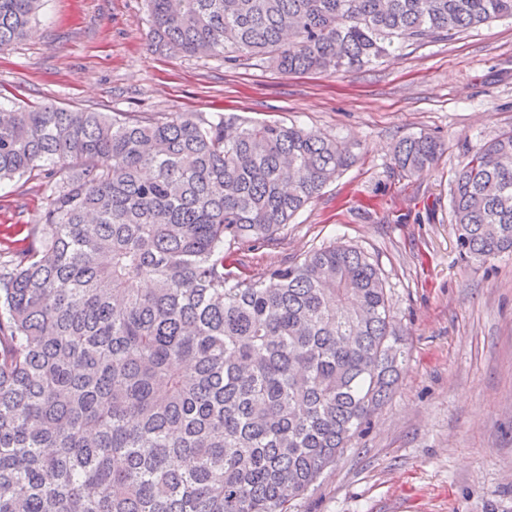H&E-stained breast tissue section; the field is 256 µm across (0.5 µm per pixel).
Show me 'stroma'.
I'll return each mask as SVG.
<instances>
[{
	"label": "stroma",
	"instance_id": "1",
	"mask_svg": "<svg viewBox=\"0 0 512 512\" xmlns=\"http://www.w3.org/2000/svg\"><path fill=\"white\" fill-rule=\"evenodd\" d=\"M0 103L165 117L235 113L347 141L356 162L268 244L237 245L247 274L342 242L380 269L407 352L398 385L355 447L290 512H512V253L460 247L450 195L472 149L512 130V19L347 74L225 67L155 49L145 0H49L0 50ZM443 145L403 177L402 138ZM45 204L39 180L0 186V248L21 249Z\"/></svg>",
	"mask_w": 512,
	"mask_h": 512
}]
</instances>
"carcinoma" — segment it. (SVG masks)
Instances as JSON below:
<instances>
[{
  "instance_id": "1",
  "label": "carcinoma",
  "mask_w": 512,
  "mask_h": 512,
  "mask_svg": "<svg viewBox=\"0 0 512 512\" xmlns=\"http://www.w3.org/2000/svg\"><path fill=\"white\" fill-rule=\"evenodd\" d=\"M44 0H0V49ZM161 51L350 72L512 18V0H148ZM440 143L399 141L394 167ZM354 162L327 133L233 113L0 107V184L46 192L0 252V512H288L353 447L405 359L380 269L331 244L259 275L232 249ZM461 248L512 252V131L451 194Z\"/></svg>"
}]
</instances>
